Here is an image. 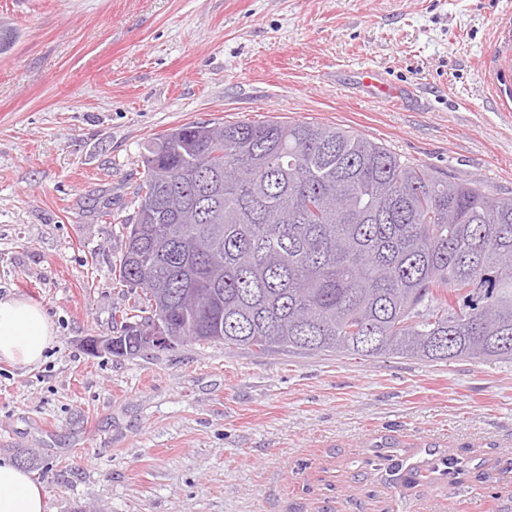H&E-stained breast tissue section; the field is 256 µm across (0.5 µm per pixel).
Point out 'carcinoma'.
<instances>
[{
	"mask_svg": "<svg viewBox=\"0 0 512 512\" xmlns=\"http://www.w3.org/2000/svg\"><path fill=\"white\" fill-rule=\"evenodd\" d=\"M142 163L122 355L160 308L261 352L512 361V196L304 121L185 124Z\"/></svg>",
	"mask_w": 512,
	"mask_h": 512,
	"instance_id": "cac0c4a2",
	"label": "carcinoma"
}]
</instances>
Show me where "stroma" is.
<instances>
[{
  "label": "stroma",
  "instance_id": "obj_1",
  "mask_svg": "<svg viewBox=\"0 0 512 512\" xmlns=\"http://www.w3.org/2000/svg\"><path fill=\"white\" fill-rule=\"evenodd\" d=\"M1 26L0 296L55 341L0 362V456L46 512H512L511 362L89 345L127 302L145 145L180 125L333 124L512 195V67L493 90L482 68L512 57V0H0ZM359 83L368 89L371 97L374 99H384L389 96L397 95L396 90L387 87L379 78L377 73L371 69H363L357 74Z\"/></svg>",
  "mask_w": 512,
  "mask_h": 512
}]
</instances>
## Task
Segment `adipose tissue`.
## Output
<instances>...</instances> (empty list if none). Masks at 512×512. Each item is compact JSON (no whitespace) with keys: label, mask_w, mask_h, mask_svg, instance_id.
Wrapping results in <instances>:
<instances>
[{"label":"adipose tissue","mask_w":512,"mask_h":512,"mask_svg":"<svg viewBox=\"0 0 512 512\" xmlns=\"http://www.w3.org/2000/svg\"><path fill=\"white\" fill-rule=\"evenodd\" d=\"M54 341L44 308L18 297L0 298V361L20 367L38 364ZM47 492L30 473L0 457V512H45Z\"/></svg>","instance_id":"adipose-tissue-1"}]
</instances>
